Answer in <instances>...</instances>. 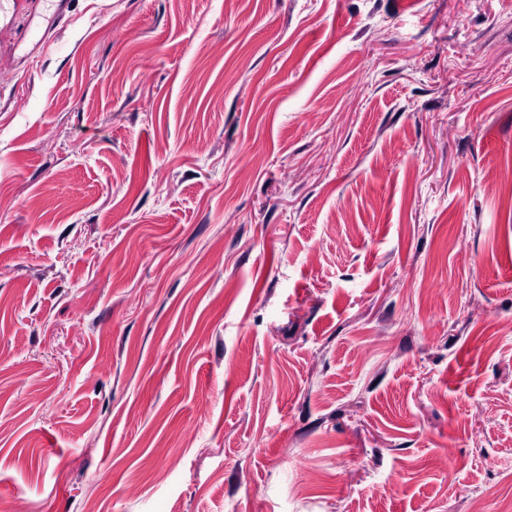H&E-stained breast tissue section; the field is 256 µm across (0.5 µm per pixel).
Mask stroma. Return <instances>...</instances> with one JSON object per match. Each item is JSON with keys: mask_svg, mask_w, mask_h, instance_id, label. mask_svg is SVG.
<instances>
[{"mask_svg": "<svg viewBox=\"0 0 512 512\" xmlns=\"http://www.w3.org/2000/svg\"><path fill=\"white\" fill-rule=\"evenodd\" d=\"M0 30V512H500L512 0H65Z\"/></svg>", "mask_w": 512, "mask_h": 512, "instance_id": "stroma-1", "label": "stroma"}]
</instances>
